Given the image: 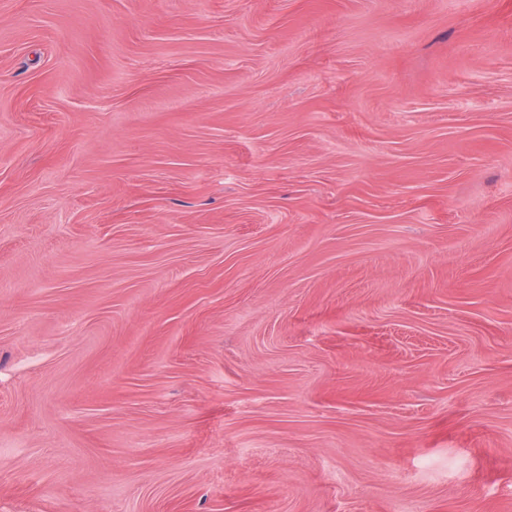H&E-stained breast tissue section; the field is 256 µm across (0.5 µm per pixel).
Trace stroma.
Returning a JSON list of instances; mask_svg holds the SVG:
<instances>
[{
  "mask_svg": "<svg viewBox=\"0 0 512 512\" xmlns=\"http://www.w3.org/2000/svg\"><path fill=\"white\" fill-rule=\"evenodd\" d=\"M0 512H512V0H0Z\"/></svg>",
  "mask_w": 512,
  "mask_h": 512,
  "instance_id": "1",
  "label": "stroma"
}]
</instances>
